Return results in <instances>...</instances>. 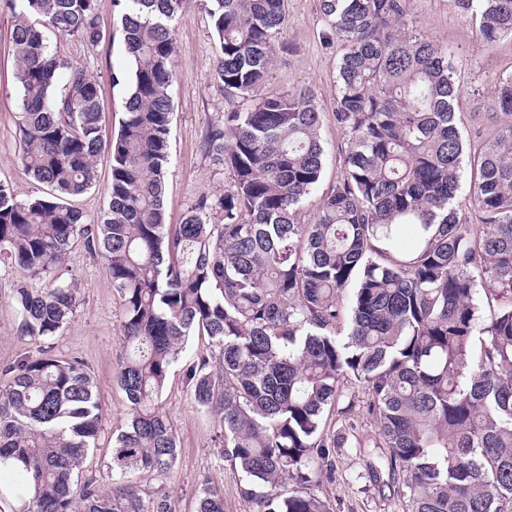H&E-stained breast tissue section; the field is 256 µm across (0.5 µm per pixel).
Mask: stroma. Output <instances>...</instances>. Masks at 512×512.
<instances>
[{"instance_id":"obj_1","label":"stroma","mask_w":512,"mask_h":512,"mask_svg":"<svg viewBox=\"0 0 512 512\" xmlns=\"http://www.w3.org/2000/svg\"><path fill=\"white\" fill-rule=\"evenodd\" d=\"M107 36L97 47L86 48L73 38L58 41V51L74 66L83 68L96 81L101 96L104 134L116 136L127 97L125 75L130 69L117 23L113 0H97ZM410 13L418 31L439 48L456 55L462 94L457 126L473 145H480L497 134L507 117L498 109L492 94L496 79L512 70V40L495 47L482 46L475 25L463 15L456 0H411ZM286 21L273 38L275 52L267 92L285 93L306 87L314 94L324 118L320 130L326 148L321 180L301 204L297 219L312 223L323 196L342 175L341 151L345 137L331 114L338 95L337 66L345 51L342 42L331 35L321 11L320 0H287ZM13 19L0 12V180L7 182L18 198L43 196L48 186L36 182L17 162L14 115L20 95L13 78L14 58L9 50ZM214 33L201 0L181 15L176 25L173 122L170 137V167L166 180L164 207L166 221L181 223L184 214L203 193L227 187L228 170L215 166L206 156L202 140L208 122L237 109H250L246 100L228 103L215 80L212 48ZM65 278L74 279L78 288L75 314L54 340L55 354L82 362L94 379L104 410L96 446L87 455L83 477H95L110 486L109 466L112 435L124 428L128 408L117 374L123 361L120 299L116 294L101 255L85 248L75 249L61 268ZM18 278L9 260L0 261V368L21 357L36 354L37 344L19 336L18 315L12 304ZM208 339L194 336L188 342L160 398L163 412L171 421L178 441L177 460L167 474L140 472L136 480L143 491L166 488L172 496L174 512H196L198 490L209 484L224 492V512H262L260 501L244 497L246 480L235 474L229 461L218 450L223 438L211 416L198 408L187 384L184 369L196 354L205 352ZM345 398L354 402L351 425L336 426L342 437L330 458L334 475H314L311 488L327 501L330 512H401L388 475L373 479L370 464H382L384 449L354 447V440L372 439L376 427L366 415L364 385L347 378L342 385Z\"/></svg>"}]
</instances>
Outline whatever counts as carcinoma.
Listing matches in <instances>:
<instances>
[{
  "instance_id": "carcinoma-1",
  "label": "carcinoma",
  "mask_w": 512,
  "mask_h": 512,
  "mask_svg": "<svg viewBox=\"0 0 512 512\" xmlns=\"http://www.w3.org/2000/svg\"><path fill=\"white\" fill-rule=\"evenodd\" d=\"M191 0H115L131 70L116 137L103 141L95 80L52 47L105 37L97 0H0L14 18L21 92L17 160L46 196L0 182V256L19 278V333L39 341L73 318L76 284L59 273L71 249L99 252L121 300L126 360L118 383L129 422L112 443L109 490L79 481L101 430L90 374L47 346L0 369V468L28 486L24 512H173L131 475L171 470L173 427L159 398L188 339L217 354L189 362L199 409L224 432L220 455L271 492L263 512H330L309 482L329 449L348 376L365 384L374 447L387 449L402 512H512V123L479 149L462 139L452 50L413 33L410 0H321L344 42L332 117L345 136L343 174L311 224L298 207L325 162L323 113L306 88L262 94L285 0H207L213 70L230 102L204 148L231 185L200 197L174 226L163 208L170 164L175 26ZM486 47L512 40V0H457ZM493 93L512 115V72ZM107 151V210L87 222L72 200L97 181ZM476 223L457 206L465 168ZM356 283L345 337L339 297ZM497 307H492V303ZM197 512H224L202 484Z\"/></svg>"
}]
</instances>
